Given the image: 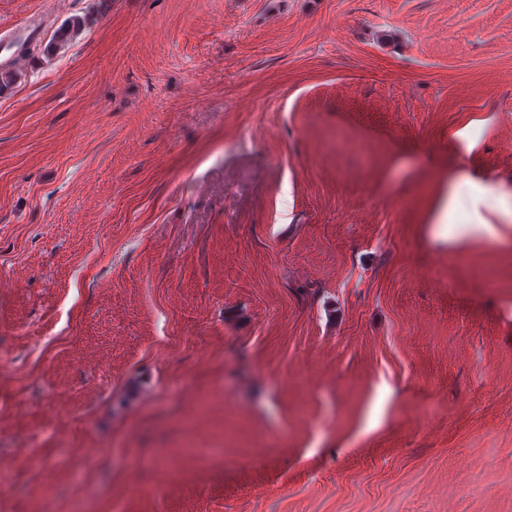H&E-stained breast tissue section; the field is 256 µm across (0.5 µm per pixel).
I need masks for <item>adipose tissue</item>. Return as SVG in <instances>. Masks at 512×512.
I'll return each mask as SVG.
<instances>
[{
	"label": "adipose tissue",
	"instance_id": "adipose-tissue-1",
	"mask_svg": "<svg viewBox=\"0 0 512 512\" xmlns=\"http://www.w3.org/2000/svg\"><path fill=\"white\" fill-rule=\"evenodd\" d=\"M467 201L468 214L459 218L458 205ZM436 238L456 243L464 240L487 245L512 238V192L495 182H485L457 171L448 180L435 229Z\"/></svg>",
	"mask_w": 512,
	"mask_h": 512
}]
</instances>
